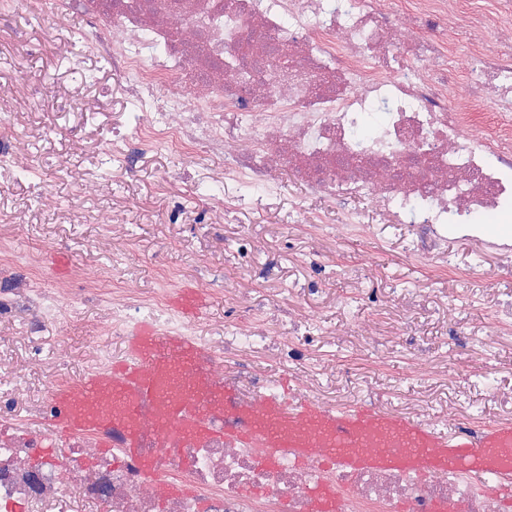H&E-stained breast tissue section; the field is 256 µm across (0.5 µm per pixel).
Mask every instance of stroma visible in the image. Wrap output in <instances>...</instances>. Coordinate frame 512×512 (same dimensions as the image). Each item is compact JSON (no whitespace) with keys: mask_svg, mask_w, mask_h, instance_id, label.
<instances>
[{"mask_svg":"<svg viewBox=\"0 0 512 512\" xmlns=\"http://www.w3.org/2000/svg\"><path fill=\"white\" fill-rule=\"evenodd\" d=\"M86 20L51 0H16L0 16V386L37 391L51 348L78 381L110 340L119 292L146 295L163 268L207 297L197 340L231 328L276 336L302 354L253 349L254 371L330 408L374 402L444 428L512 420V252L458 240L432 244L366 196L354 205L311 194L292 176L278 195L224 178L203 151L112 146L137 130L128 77L85 52ZM54 81L41 96L43 75ZM466 121L512 133V112L476 107L465 79L450 98ZM104 271L108 282L89 288ZM55 292L59 310L33 359L14 290Z\"/></svg>","mask_w":512,"mask_h":512,"instance_id":"obj_1","label":"stroma"}]
</instances>
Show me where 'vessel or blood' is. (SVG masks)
<instances>
[{
	"instance_id": "obj_1",
	"label": "vessel or blood",
	"mask_w": 512,
	"mask_h": 512,
	"mask_svg": "<svg viewBox=\"0 0 512 512\" xmlns=\"http://www.w3.org/2000/svg\"><path fill=\"white\" fill-rule=\"evenodd\" d=\"M171 304L194 317L205 299L197 289L185 287ZM206 356L194 339L140 324L127 338L124 359L56 392L53 402L60 413L50 428L61 437L121 428L123 448L149 477L156 469L142 440L147 423L170 444L220 436L261 448H291L300 457L316 450L354 467L453 468L476 479L512 478V467H495L488 460L489 449H512L511 420L448 431L370 405L333 410L283 394L246 401L233 384H212L200 368ZM147 402L152 412L146 419L142 408Z\"/></svg>"
}]
</instances>
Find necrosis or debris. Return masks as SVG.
<instances>
[{"label": "necrosis or debris", "instance_id": "necrosis-or-debris-1", "mask_svg": "<svg viewBox=\"0 0 512 512\" xmlns=\"http://www.w3.org/2000/svg\"><path fill=\"white\" fill-rule=\"evenodd\" d=\"M490 2L450 34L438 20L462 0H406L398 11L390 0H58V8L86 18L87 52L132 76L146 116L139 146L203 149L226 176L269 190L277 171L292 169L314 194L375 197L437 243L452 224L466 237L479 217L512 223V138L468 126L448 106L462 76L473 98L512 112V29L497 25L512 0ZM382 102L383 122L356 139L364 113ZM166 300L162 288L114 306V339L131 307L164 313L163 332L185 331ZM57 308L47 292L20 295L34 353ZM267 342L225 337L204 369L223 384L226 358ZM25 395L20 384L0 392V512H315L324 488L336 512H512L502 487L455 469L352 468L220 438L171 446L150 432L152 479L121 454L109 427L46 447L52 398L21 414ZM177 482L188 492H170Z\"/></svg>", "mask_w": 512, "mask_h": 512}]
</instances>
